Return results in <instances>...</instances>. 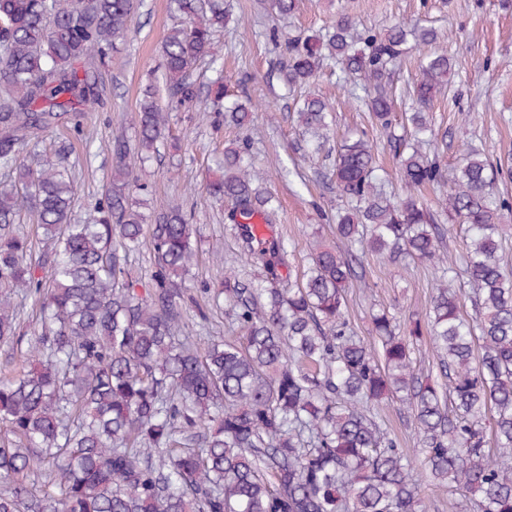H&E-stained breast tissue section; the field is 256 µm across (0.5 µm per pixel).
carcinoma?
Instances as JSON below:
<instances>
[{"instance_id":"1","label":"carcinoma","mask_w":512,"mask_h":512,"mask_svg":"<svg viewBox=\"0 0 512 512\" xmlns=\"http://www.w3.org/2000/svg\"><path fill=\"white\" fill-rule=\"evenodd\" d=\"M173 3L184 24L162 45L168 101L199 107L217 129L244 128L250 96L217 80L203 99L193 79L224 29L223 0ZM301 6L269 2L281 18ZM133 10L134 0H0V169L14 178L0 183V341H19L13 290L34 297L43 317L41 334L0 373V478L12 483L0 512H427L411 458L370 415L390 396L408 403L435 485L471 494L475 512H512V271L502 255L512 200L494 190L512 164L470 150L441 210L416 198L443 178L438 152L424 150L437 144L431 106L453 67L437 33L404 22L359 31L347 13L315 34L272 31L288 89L301 91L305 144L328 142L331 104L309 88L330 64L364 92L356 100L398 157L405 196L384 191L366 136L345 139L331 179L347 200L334 225L346 249L318 246L303 282L277 288L288 243L255 228L272 215L267 177L247 161L248 138L226 147L224 175L206 194L262 276L224 277L217 293L241 336L201 348L185 322L197 225L175 204L146 228L132 198L131 149L156 153L168 122L156 92L139 104L135 147L113 135L111 183L82 222L72 219L68 146L29 163L31 144L62 123L81 132L99 106L90 65L127 35ZM411 42L425 52L412 104L398 114L390 75ZM24 212L50 246L47 268L14 229ZM448 219L470 239L457 255L443 250ZM143 248L152 271L139 288L128 255ZM368 251L440 272L426 314L435 367L417 363L418 319L407 336L384 309L372 314L371 339L350 328L347 290ZM460 266L473 286L470 316L453 286Z\"/></svg>"}]
</instances>
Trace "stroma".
<instances>
[{"label":"stroma","instance_id":"stroma-1","mask_svg":"<svg viewBox=\"0 0 512 512\" xmlns=\"http://www.w3.org/2000/svg\"><path fill=\"white\" fill-rule=\"evenodd\" d=\"M346 7L358 26L383 30L399 20L421 19L434 28L441 47L455 63L449 94L438 96L433 108L437 130L447 135L440 150L444 172H451L466 145L483 149L490 157L512 155V0H305L292 18L272 16L265 0H224L231 21L217 34L214 63H202L195 78L207 85L215 72L242 84L258 104L249 132L256 169L266 173L267 187L278 208L272 215L273 232L287 239L291 281H299L317 243L336 245L331 216L339 204L328 177L329 160L301 150L294 104L279 67V56L268 40L273 28L297 34L331 25L339 7ZM179 22L170 0H136L126 38L117 40L96 72L103 104L88 113L82 133L61 125L49 133L38 153H50L72 144L68 162L81 185L74 204L76 218H84L112 175L111 136L124 128L134 136L139 103L148 86H160L163 73L161 43ZM334 107V138L367 130L377 146L385 188L400 192L399 166L385 136L370 129L368 114L356 103L351 82L321 77L313 86ZM170 146L140 169L142 189L133 198L144 214L174 203L191 209L199 226V256L193 282L220 285L226 268H235L242 280L257 276L258 267L246 263L240 244L224 218V210L205 197V185L219 176L226 144L237 131L215 130L209 119L188 107L171 108ZM365 281L348 290L347 318L359 335H367L372 306L389 309L398 317L424 314L437 286L435 271L423 264L394 266L377 255L363 258ZM189 335L230 338L235 331L225 305H214L196 294L187 318ZM378 421L399 448L411 451L417 436L406 403L386 399L375 407ZM414 475L429 512H472L468 494H448L427 476L422 464Z\"/></svg>","mask_w":512,"mask_h":512}]
</instances>
